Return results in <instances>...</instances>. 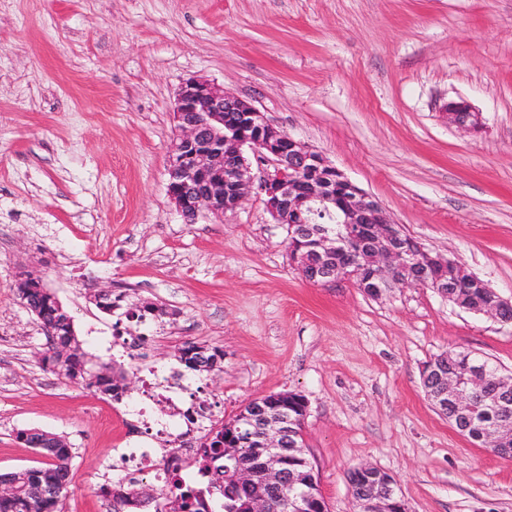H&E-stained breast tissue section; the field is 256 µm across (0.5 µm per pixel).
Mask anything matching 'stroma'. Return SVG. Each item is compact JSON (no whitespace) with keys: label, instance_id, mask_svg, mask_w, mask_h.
<instances>
[{"label":"stroma","instance_id":"35a3bbf8","mask_svg":"<svg viewBox=\"0 0 512 512\" xmlns=\"http://www.w3.org/2000/svg\"><path fill=\"white\" fill-rule=\"evenodd\" d=\"M203 79L321 151L429 251L512 298V0H0V473L38 467L16 429L73 448L63 512L99 492L142 391L123 402L46 370L45 337L16 295L41 276L93 360L127 361L97 293L173 311L127 323L153 364L186 341L224 351L186 377L214 425L249 400L297 392L328 512H354L350 469L397 481L408 512H512V460L440 416L423 365L468 349L512 372V324L429 288L379 299L308 282L257 194L185 223L167 194L178 89ZM482 117L448 122L451 101Z\"/></svg>","mask_w":512,"mask_h":512}]
</instances>
